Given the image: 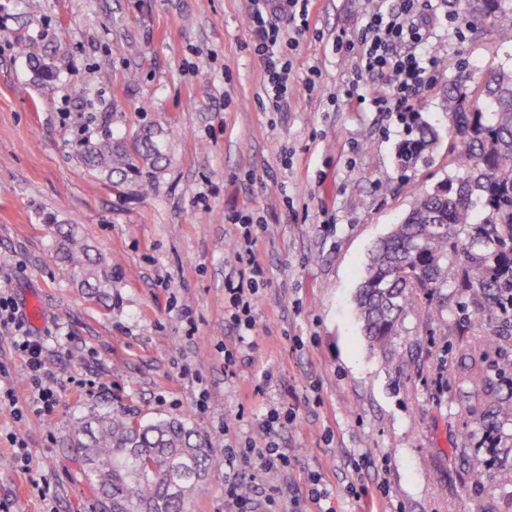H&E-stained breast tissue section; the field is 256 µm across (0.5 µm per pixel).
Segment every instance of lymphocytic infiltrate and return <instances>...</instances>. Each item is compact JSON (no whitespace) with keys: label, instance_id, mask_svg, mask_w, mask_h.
<instances>
[{"label":"lymphocytic infiltrate","instance_id":"lymphocytic-infiltrate-1","mask_svg":"<svg viewBox=\"0 0 512 512\" xmlns=\"http://www.w3.org/2000/svg\"><path fill=\"white\" fill-rule=\"evenodd\" d=\"M309 0H266L263 8L253 9L248 25L253 35L254 50L264 61V81L271 90V107L280 110L287 100L290 59L278 54L276 45L284 31L270 22L267 12H279L295 18L306 13ZM419 0H400L396 11L375 8L366 15L361 40L360 64L362 73L372 78L392 79L391 94L374 98L380 112H412L418 104V90L425 74L433 65L431 57L417 53L416 48L426 40L424 28L416 22ZM257 225L246 223L235 239L233 249L239 265L238 281L228 284L227 320L237 328L253 330L254 310L258 298L259 280L264 271L256 259ZM0 334L8 336L13 345L27 358L26 378L37 411L49 415L56 402L58 382L46 368L44 341L32 336L23 313L8 286L0 284ZM292 418L287 403L271 407L265 414L250 421L252 434L242 441L226 444L224 448V507L226 512H257L250 495L243 492L236 480L235 469L241 461L256 459L262 471H279L288 467L291 457L280 448L275 435Z\"/></svg>","mask_w":512,"mask_h":512}]
</instances>
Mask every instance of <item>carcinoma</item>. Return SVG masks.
I'll list each match as a JSON object with an SVG mask.
<instances>
[{"label": "carcinoma", "instance_id": "1", "mask_svg": "<svg viewBox=\"0 0 512 512\" xmlns=\"http://www.w3.org/2000/svg\"><path fill=\"white\" fill-rule=\"evenodd\" d=\"M470 25L496 24L504 42H512V0H457ZM59 37L45 45L28 39L18 54L37 78L53 80L59 72ZM475 78L465 74L457 94L471 107L450 109L453 127L464 150L458 156L464 174L456 184L420 193L410 211L375 245L364 269L357 305L364 335L384 348L396 334L397 319L445 288L468 297L475 309V335L487 341L512 329V70L498 69L479 91L465 90ZM408 137L397 149L401 165L425 163L438 136L419 112H406ZM85 162L112 176L136 170L133 154L105 139L86 145ZM60 250L73 279L96 301L107 297L112 271L90 266L87 249L74 233L61 235ZM512 375V355L475 374L473 381L499 424L512 422V404L499 396L495 378ZM72 447L80 457V475L109 512H190L212 462L210 449L176 418L149 424L107 417L95 426L79 425Z\"/></svg>", "mask_w": 512, "mask_h": 512}]
</instances>
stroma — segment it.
I'll list each match as a JSON object with an SVG mask.
<instances>
[{"label": "stroma", "instance_id": "stroma-1", "mask_svg": "<svg viewBox=\"0 0 512 512\" xmlns=\"http://www.w3.org/2000/svg\"><path fill=\"white\" fill-rule=\"evenodd\" d=\"M253 2L0 0V279L34 335L66 336L45 357L62 385L51 414L19 420L0 404V512H104L67 441L77 423L113 413L192 426L214 451L193 512H224V440L250 434L237 413L281 401L295 414L276 435L291 466L237 467L247 492L280 488V512L296 502L310 512L314 473L334 512H363L353 485L375 494L374 512H512V464L487 447L469 378L512 336L478 342L447 288L441 316L405 315L383 352L369 347L355 302L376 241L418 193L463 174L453 81L511 68L512 42L496 25H465L456 0H421L422 51L435 62L421 111L439 142L428 163L405 169L398 113L372 105L388 86L358 68L360 0H312L307 26L292 32L278 112L248 29ZM60 30V73L35 82L15 44ZM84 136L129 146L148 136L160 157L107 177L84 165ZM238 215L262 226L265 275L247 332L224 319ZM59 224L111 267V299L90 300L73 282ZM244 342L248 360L225 376V349ZM267 371L273 383L256 393ZM16 437L28 468L14 458ZM477 466L481 484L470 481ZM43 483L53 498L39 496Z\"/></svg>", "mask_w": 512, "mask_h": 512}]
</instances>
